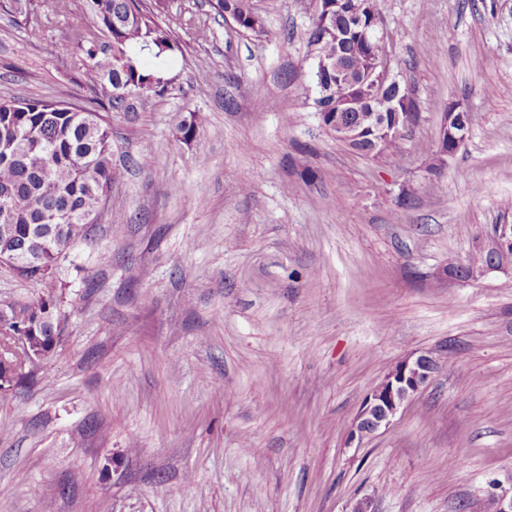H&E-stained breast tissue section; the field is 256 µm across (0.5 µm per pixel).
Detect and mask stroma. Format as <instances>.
I'll list each match as a JSON object with an SVG mask.
<instances>
[{"instance_id":"1","label":"stroma","mask_w":512,"mask_h":512,"mask_svg":"<svg viewBox=\"0 0 512 512\" xmlns=\"http://www.w3.org/2000/svg\"><path fill=\"white\" fill-rule=\"evenodd\" d=\"M81 4L0 0V97L89 105ZM251 5L263 35L169 0L199 38L144 56L163 92L102 112L122 218L61 262L62 336L0 406V512H482L512 488V264L447 275L512 224V0H378L418 112L394 164L320 124L313 0ZM453 104L473 123L441 166ZM427 352L429 385L349 446ZM438 363L432 354H424L405 359L391 368L363 402L353 423L349 444L356 441L360 444L381 429L389 428L400 410L429 384Z\"/></svg>"}]
</instances>
